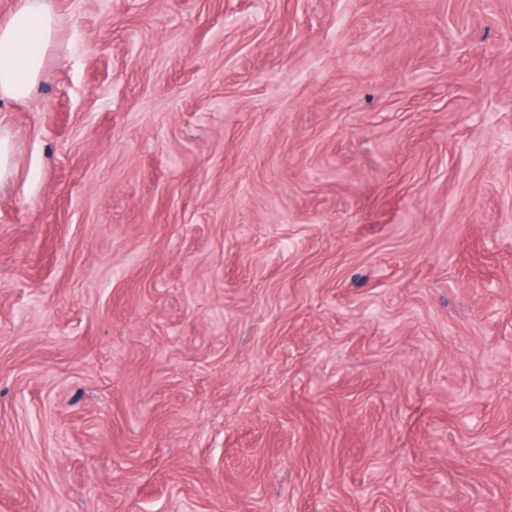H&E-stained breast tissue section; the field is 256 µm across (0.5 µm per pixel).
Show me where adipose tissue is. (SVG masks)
I'll use <instances>...</instances> for the list:
<instances>
[{
  "label": "adipose tissue",
  "mask_w": 512,
  "mask_h": 512,
  "mask_svg": "<svg viewBox=\"0 0 512 512\" xmlns=\"http://www.w3.org/2000/svg\"><path fill=\"white\" fill-rule=\"evenodd\" d=\"M58 17L51 0H18L0 20V104L27 98L54 43Z\"/></svg>",
  "instance_id": "ef3b65f1"
}]
</instances>
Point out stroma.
Instances as JSON below:
<instances>
[{"label": "stroma", "instance_id": "1", "mask_svg": "<svg viewBox=\"0 0 512 512\" xmlns=\"http://www.w3.org/2000/svg\"><path fill=\"white\" fill-rule=\"evenodd\" d=\"M53 6L0 512H512V0Z\"/></svg>", "mask_w": 512, "mask_h": 512}]
</instances>
